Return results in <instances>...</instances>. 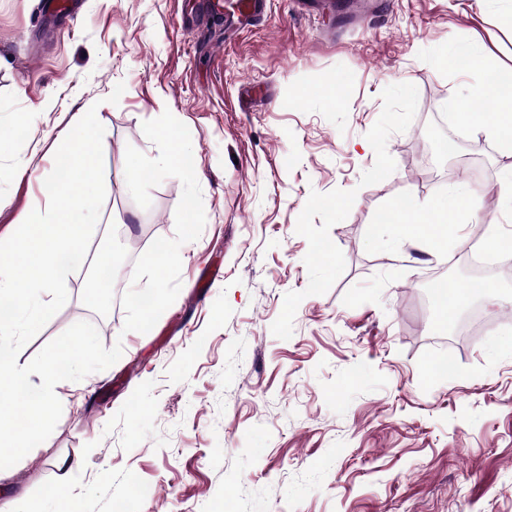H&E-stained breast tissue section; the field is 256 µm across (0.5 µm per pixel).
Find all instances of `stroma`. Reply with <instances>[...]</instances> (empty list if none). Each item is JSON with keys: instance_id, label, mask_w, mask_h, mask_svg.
<instances>
[{"instance_id": "stroma-1", "label": "stroma", "mask_w": 512, "mask_h": 512, "mask_svg": "<svg viewBox=\"0 0 512 512\" xmlns=\"http://www.w3.org/2000/svg\"><path fill=\"white\" fill-rule=\"evenodd\" d=\"M207 2L0 0V240L45 208L60 131L91 107L105 128L95 244L17 363L79 321L123 350L56 385L62 416L0 503L54 512L62 485L80 512H512V271L442 322L425 274L477 283L472 225L428 254L386 220L465 184L512 239L503 147L451 115L495 98L437 61L512 71V0H386L369 23L267 0L229 41ZM164 128L194 174L159 166ZM118 228L136 278L98 310L89 271Z\"/></svg>"}]
</instances>
